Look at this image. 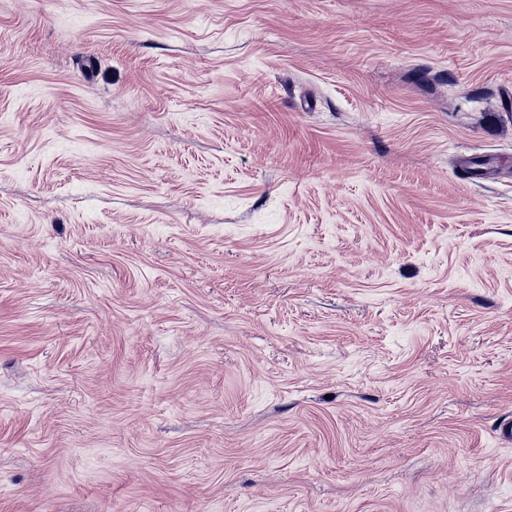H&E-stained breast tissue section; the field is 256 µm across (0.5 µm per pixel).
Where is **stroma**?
Masks as SVG:
<instances>
[{
	"label": "stroma",
	"mask_w": 512,
	"mask_h": 512,
	"mask_svg": "<svg viewBox=\"0 0 512 512\" xmlns=\"http://www.w3.org/2000/svg\"><path fill=\"white\" fill-rule=\"evenodd\" d=\"M512 0H0V512H512Z\"/></svg>",
	"instance_id": "35a3bbf8"
}]
</instances>
